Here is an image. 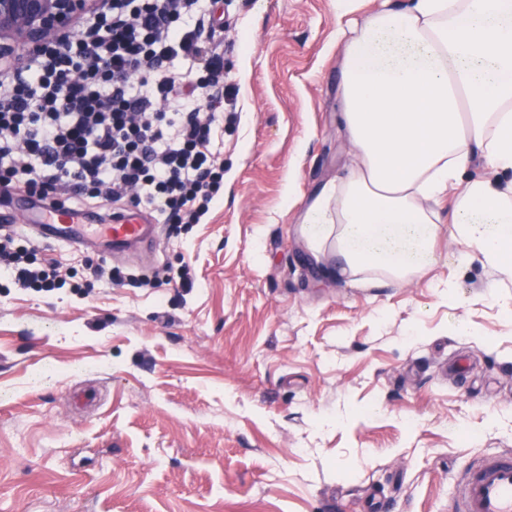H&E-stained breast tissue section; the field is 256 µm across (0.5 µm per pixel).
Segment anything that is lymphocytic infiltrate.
I'll use <instances>...</instances> for the list:
<instances>
[{
  "mask_svg": "<svg viewBox=\"0 0 512 512\" xmlns=\"http://www.w3.org/2000/svg\"><path fill=\"white\" fill-rule=\"evenodd\" d=\"M205 12L204 0H112L82 35L1 80L0 181L55 210L74 196L130 192L164 223H198L224 178L212 151L224 76L201 39ZM178 58L186 72L171 71ZM170 101L176 111H160ZM0 268L25 286L62 285L7 241Z\"/></svg>",
  "mask_w": 512,
  "mask_h": 512,
  "instance_id": "f902f5d3",
  "label": "lymphocytic infiltrate"
}]
</instances>
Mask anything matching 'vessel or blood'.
Masks as SVG:
<instances>
[{
  "instance_id": "1",
  "label": "vessel or blood",
  "mask_w": 512,
  "mask_h": 512,
  "mask_svg": "<svg viewBox=\"0 0 512 512\" xmlns=\"http://www.w3.org/2000/svg\"><path fill=\"white\" fill-rule=\"evenodd\" d=\"M42 235L52 241L76 243L86 238L83 216L78 212L49 211L41 221ZM149 224L142 212L123 217L118 224H100L98 238L126 246L145 238ZM455 512H512V456L481 458L465 474L455 502Z\"/></svg>"
}]
</instances>
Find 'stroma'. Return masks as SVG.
Masks as SVG:
<instances>
[{
	"label": "stroma",
	"mask_w": 512,
	"mask_h": 512,
	"mask_svg": "<svg viewBox=\"0 0 512 512\" xmlns=\"http://www.w3.org/2000/svg\"><path fill=\"white\" fill-rule=\"evenodd\" d=\"M378 5L219 0L224 188L199 223L112 252L17 226L24 192L0 194L65 279L0 271V512H450L512 452V275L463 259L452 199L405 281L333 275L303 232L353 159L345 33Z\"/></svg>",
	"instance_id": "1"
}]
</instances>
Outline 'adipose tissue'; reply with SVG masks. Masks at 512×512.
<instances>
[{
  "mask_svg": "<svg viewBox=\"0 0 512 512\" xmlns=\"http://www.w3.org/2000/svg\"><path fill=\"white\" fill-rule=\"evenodd\" d=\"M341 127L354 161L304 231L339 273L409 279L435 260L434 205L457 190L466 256L512 273V0H411L362 22L342 59ZM489 177L460 183L472 157Z\"/></svg>",
  "mask_w": 512,
  "mask_h": 512,
  "instance_id": "obj_1",
  "label": "adipose tissue"
}]
</instances>
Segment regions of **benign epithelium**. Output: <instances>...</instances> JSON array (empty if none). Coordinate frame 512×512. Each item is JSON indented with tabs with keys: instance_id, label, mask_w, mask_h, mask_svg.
<instances>
[{
	"instance_id": "benign-epithelium-1",
	"label": "benign epithelium",
	"mask_w": 512,
	"mask_h": 512,
	"mask_svg": "<svg viewBox=\"0 0 512 512\" xmlns=\"http://www.w3.org/2000/svg\"><path fill=\"white\" fill-rule=\"evenodd\" d=\"M112 0H0V75L15 74L49 44L65 45L84 17L100 16Z\"/></svg>"
}]
</instances>
